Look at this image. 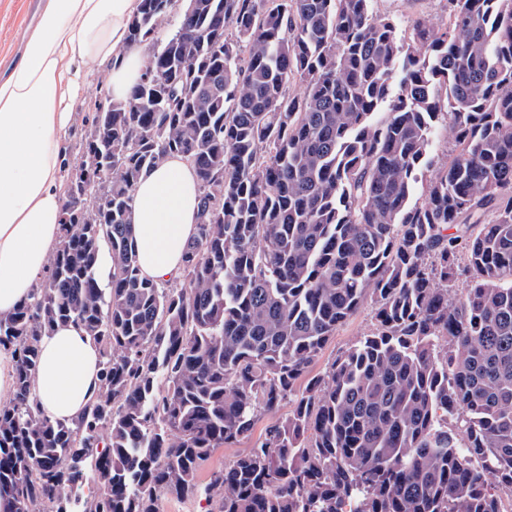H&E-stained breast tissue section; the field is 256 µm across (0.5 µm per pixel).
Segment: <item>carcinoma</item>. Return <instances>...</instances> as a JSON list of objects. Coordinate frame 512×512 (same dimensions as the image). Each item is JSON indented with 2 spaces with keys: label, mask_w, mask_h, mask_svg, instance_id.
Here are the masks:
<instances>
[{
  "label": "carcinoma",
  "mask_w": 512,
  "mask_h": 512,
  "mask_svg": "<svg viewBox=\"0 0 512 512\" xmlns=\"http://www.w3.org/2000/svg\"><path fill=\"white\" fill-rule=\"evenodd\" d=\"M373 2L141 0L129 43L150 46L145 72L94 112L43 284L0 317L14 362L3 512H159L162 495L211 512H502L512 0H448L447 23L417 18L407 37ZM440 124L454 148L414 204ZM167 155L196 171L199 224L181 277L157 284L139 273L131 203ZM367 302L376 329L311 374ZM66 321L101 353L72 424L31 390L42 337ZM285 402L287 418L198 481Z\"/></svg>",
  "instance_id": "1"
}]
</instances>
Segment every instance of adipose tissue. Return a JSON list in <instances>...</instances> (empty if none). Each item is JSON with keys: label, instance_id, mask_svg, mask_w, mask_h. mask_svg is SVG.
I'll use <instances>...</instances> for the list:
<instances>
[{"label": "adipose tissue", "instance_id": "ef3b65f1", "mask_svg": "<svg viewBox=\"0 0 512 512\" xmlns=\"http://www.w3.org/2000/svg\"><path fill=\"white\" fill-rule=\"evenodd\" d=\"M139 0H44L21 56L0 74V315L28 299L57 246L72 106L82 76L109 69L108 92L126 98L146 65L128 42ZM199 186L193 167L172 156L146 170L133 191L131 233L142 276L176 279L196 231ZM100 352L75 322L57 324L40 344L33 396L64 424L95 398Z\"/></svg>", "mask_w": 512, "mask_h": 512}]
</instances>
